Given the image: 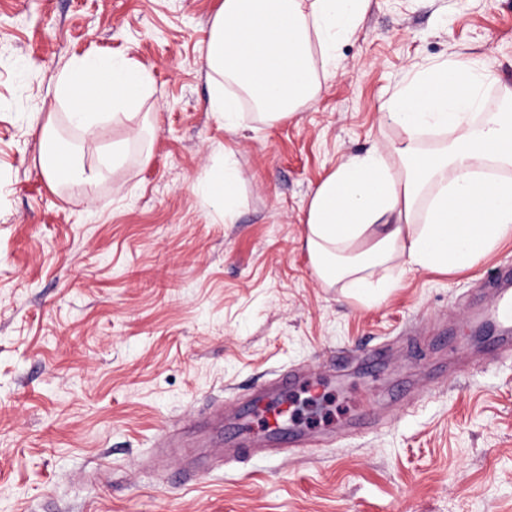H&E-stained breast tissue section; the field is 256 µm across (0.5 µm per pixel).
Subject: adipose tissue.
Segmentation results:
<instances>
[{
    "mask_svg": "<svg viewBox=\"0 0 512 512\" xmlns=\"http://www.w3.org/2000/svg\"><path fill=\"white\" fill-rule=\"evenodd\" d=\"M369 0H222L210 24L204 58L212 82L210 108L226 131L245 125L242 97L267 123L288 118L319 98L337 72V47L357 28ZM493 77L478 66L442 64L420 70L385 100V121L401 141L373 146L341 163L314 190L305 240L314 274L343 284L365 303L392 288L382 271L465 268L512 238V109L487 111ZM236 86V93L224 90ZM152 91L150 73L127 59L88 57L65 66L56 82L70 126L88 138L110 108L138 106ZM439 139L437 148L421 140ZM124 144L98 167L61 176L43 163L54 185L85 188L118 164ZM240 172L232 157L200 191L233 223Z\"/></svg>",
    "mask_w": 512,
    "mask_h": 512,
    "instance_id": "ef3b65f1",
    "label": "adipose tissue"
}]
</instances>
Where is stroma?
Listing matches in <instances>:
<instances>
[{"mask_svg":"<svg viewBox=\"0 0 512 512\" xmlns=\"http://www.w3.org/2000/svg\"><path fill=\"white\" fill-rule=\"evenodd\" d=\"M221 2L0 0V512H512V359L479 334L512 239L463 269L390 268L367 304L314 275L303 233L330 172L401 138L378 104L418 71L479 63L503 105L512 0H371L314 105L236 133L202 55ZM85 57L153 76L146 145L88 191L40 163L50 119L87 168L127 141L126 119L95 141L67 122L57 76ZM228 152L231 224L198 191ZM291 370L333 397L312 447L154 465L166 427ZM363 400L372 427L347 429Z\"/></svg>","mask_w":512,"mask_h":512,"instance_id":"obj_1","label":"stroma"}]
</instances>
